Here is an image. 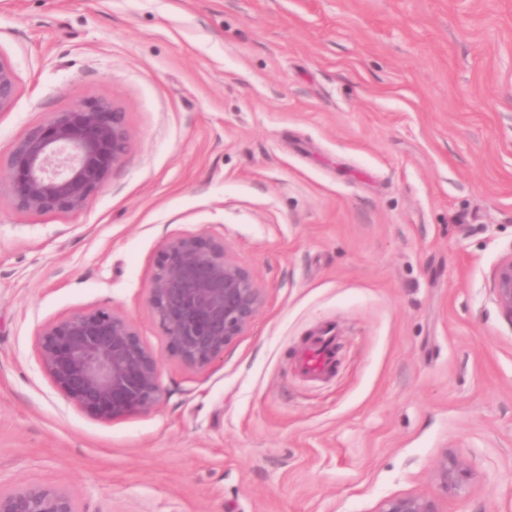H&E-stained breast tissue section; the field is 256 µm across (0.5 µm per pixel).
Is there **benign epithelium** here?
Masks as SVG:
<instances>
[{"mask_svg": "<svg viewBox=\"0 0 512 512\" xmlns=\"http://www.w3.org/2000/svg\"><path fill=\"white\" fill-rule=\"evenodd\" d=\"M18 93V78L0 55V112ZM129 143L123 109L91 101L53 113L17 141L6 160L14 206L25 212L84 211L121 162ZM491 290L512 325V250L494 268ZM264 302L253 276L233 260L223 241L203 235L165 239L147 306L167 349L190 366L205 367L250 325ZM43 371L81 409L109 421L153 410L161 396L159 362L141 343L133 322L111 309L79 312L37 335ZM466 474L446 455L434 480L448 492ZM0 512H81L70 493L53 487L0 489ZM376 512H440L435 500L394 495Z\"/></svg>", "mask_w": 512, "mask_h": 512, "instance_id": "obj_1", "label": "benign epithelium"}]
</instances>
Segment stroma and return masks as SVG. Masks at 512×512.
Masks as SVG:
<instances>
[{
    "label": "stroma",
    "mask_w": 512,
    "mask_h": 512,
    "mask_svg": "<svg viewBox=\"0 0 512 512\" xmlns=\"http://www.w3.org/2000/svg\"><path fill=\"white\" fill-rule=\"evenodd\" d=\"M19 91L0 156L51 113L119 104L129 147L89 207L0 188V488L82 512H512V0H0ZM224 240L264 295L208 366L147 307L162 241ZM129 318L150 412L101 420L36 335ZM338 338L333 374L298 359ZM467 470L450 492L443 455ZM490 288L500 312L512 325V251L506 253L494 268ZM466 474V469L461 461L456 458L442 456L434 469V480L444 491L456 489ZM376 512H441L435 500L420 495H394L384 499Z\"/></svg>",
    "instance_id": "stroma-1"
}]
</instances>
